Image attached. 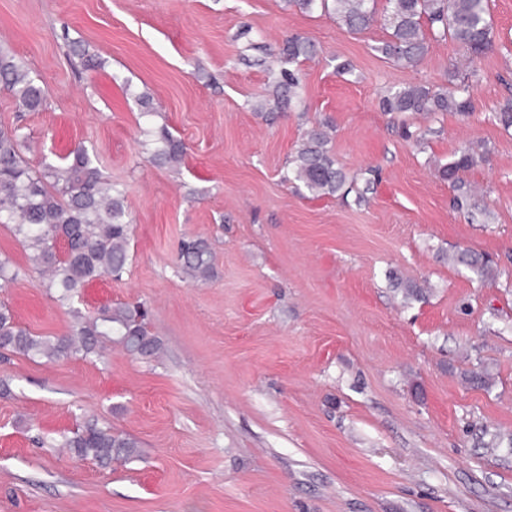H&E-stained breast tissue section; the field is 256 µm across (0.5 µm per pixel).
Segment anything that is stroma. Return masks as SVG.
<instances>
[{"instance_id":"35a3bbf8","label":"stroma","mask_w":512,"mask_h":512,"mask_svg":"<svg viewBox=\"0 0 512 512\" xmlns=\"http://www.w3.org/2000/svg\"><path fill=\"white\" fill-rule=\"evenodd\" d=\"M489 6L493 52L438 38L401 67L382 23L352 34L286 0H0V46L47 92L33 113L0 91V126L21 127L32 168L82 144L126 191L128 268L74 306L143 303L163 343L152 360L0 358V512H512V0ZM296 34L320 53L276 113ZM454 70L471 115L382 111L390 90L452 89ZM320 123L348 194L282 179ZM161 125L180 167L147 159L141 130ZM467 148L486 160L461 199L441 169ZM190 238L211 247L210 281L180 271ZM461 248L492 278L457 266ZM0 256L20 270L0 284L17 322L67 334L74 306L3 224ZM88 417L140 457L103 468L39 445ZM453 260L457 264L467 267L481 279L488 278L492 271V265L488 258L467 249L458 251Z\"/></svg>"}]
</instances>
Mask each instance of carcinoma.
<instances>
[{"label":"carcinoma","instance_id":"1","mask_svg":"<svg viewBox=\"0 0 512 512\" xmlns=\"http://www.w3.org/2000/svg\"><path fill=\"white\" fill-rule=\"evenodd\" d=\"M389 4L385 15L388 39L378 51L396 64L420 63L429 51L431 37L449 39L476 58L494 49L488 0H389ZM288 5L303 12L319 9L333 15L353 34L366 31L377 21L375 0H288ZM316 53L313 41L291 36L284 41L280 58L293 63L309 60ZM298 85L294 72L282 71L275 107L281 110L289 105ZM0 90L11 94L27 112H39L46 103L45 91L31 79L25 64L2 48ZM382 108L392 114L466 115L473 111V104L466 87L448 92L414 85L390 92L383 98ZM145 135L144 146L151 147L153 160L170 166L182 162L184 146L166 128ZM20 139V128L0 127V224L12 225L28 251L31 268L47 277L45 286L57 291L59 301L68 303L91 283L118 278L125 272L130 243L125 190L107 180L82 145L62 158V164H48L35 171L19 152ZM328 144L321 127L308 131L290 160L285 180L297 181L319 196L340 192L347 175ZM482 161L483 155L469 148L442 169V176L467 196L469 188L459 173ZM453 260L481 279L492 271L488 258L467 249L457 252ZM179 261L181 269L195 280L212 276L211 251L202 240L183 242ZM70 313L73 324L67 334L37 336L21 327L12 309L0 303V353L54 362L73 355L99 356L108 342L140 359L153 358L162 349L160 339L144 323L145 311L138 306L117 303L94 313L75 308ZM52 447L66 448L100 466L125 464L139 457L135 438L102 427L93 418L62 435Z\"/></svg>","mask_w":512,"mask_h":512}]
</instances>
